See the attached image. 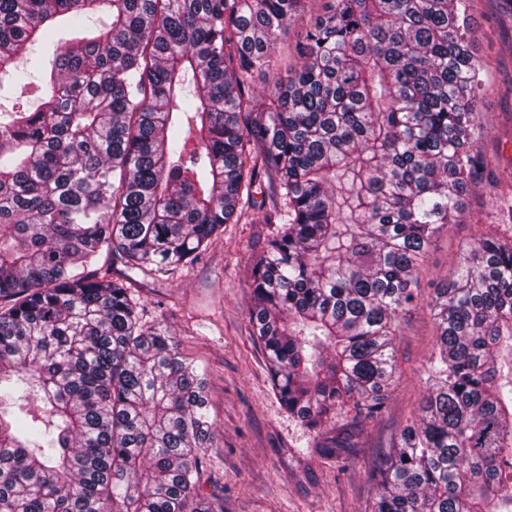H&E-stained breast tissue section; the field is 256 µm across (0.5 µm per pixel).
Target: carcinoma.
Returning a JSON list of instances; mask_svg holds the SVG:
<instances>
[{
    "instance_id": "carcinoma-1",
    "label": "carcinoma",
    "mask_w": 512,
    "mask_h": 512,
    "mask_svg": "<svg viewBox=\"0 0 512 512\" xmlns=\"http://www.w3.org/2000/svg\"><path fill=\"white\" fill-rule=\"evenodd\" d=\"M309 2L0 0V70L43 87L0 112V512H214L203 382L98 262L192 263L247 208L281 225L250 310L280 400L316 433L381 412L419 266L482 166V65L469 0H326L255 94ZM103 12L40 76L16 65ZM431 308L427 394L373 512H512V238L465 249ZM324 2H316L312 9L306 10L291 21L288 35L279 41L275 48L277 71L269 75H259L253 79L252 89L258 94H268L273 88V83L279 76H284L289 69H293L299 62L296 52L297 42L301 40L305 31L312 27L316 18L322 13ZM106 22H109V17L103 13L90 15L89 18H83L80 22H74L67 19L62 20L58 31L53 35L52 32L49 31L44 40L36 42L31 50L21 60L20 66L26 58H31L29 67L35 64L38 60L47 55L48 52L52 51L53 45L59 39H69L74 36H89L97 27H100L103 23ZM46 40L48 41L44 43Z\"/></svg>"
}]
</instances>
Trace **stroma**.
Here are the masks:
<instances>
[{"instance_id": "35a3bbf8", "label": "stroma", "mask_w": 512, "mask_h": 512, "mask_svg": "<svg viewBox=\"0 0 512 512\" xmlns=\"http://www.w3.org/2000/svg\"><path fill=\"white\" fill-rule=\"evenodd\" d=\"M471 3L468 39L485 83L478 146L494 166L467 188L458 222L431 240L418 270L417 306L403 316L396 337L397 377L377 417L345 411L314 433L275 394L249 316L252 259L276 230L261 212L225 225L193 265L165 275L119 263L111 268V277L131 283L141 322L167 326L204 380L216 438L199 485L221 512H372L376 474L427 393L425 369L437 340L429 307L435 289L464 249L487 236H512V0ZM321 12L315 0L292 20L275 48L276 74L256 76L254 92L270 93L276 76L298 64L297 43ZM347 436L351 448L318 454V445Z\"/></svg>"}]
</instances>
